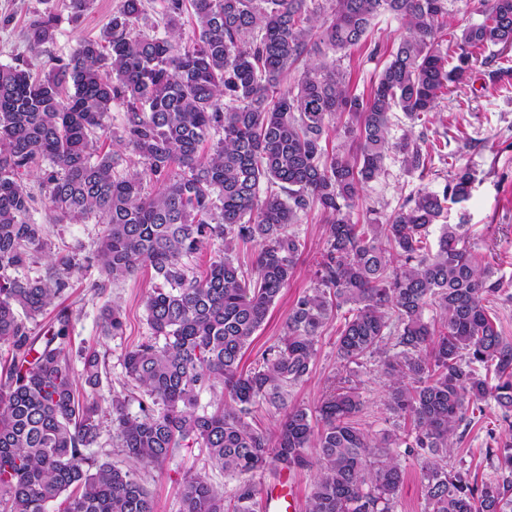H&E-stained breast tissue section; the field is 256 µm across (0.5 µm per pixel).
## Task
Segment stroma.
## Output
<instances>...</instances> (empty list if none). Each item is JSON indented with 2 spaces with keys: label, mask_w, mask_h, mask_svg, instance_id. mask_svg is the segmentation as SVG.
Wrapping results in <instances>:
<instances>
[{
  "label": "stroma",
  "mask_w": 512,
  "mask_h": 512,
  "mask_svg": "<svg viewBox=\"0 0 512 512\" xmlns=\"http://www.w3.org/2000/svg\"><path fill=\"white\" fill-rule=\"evenodd\" d=\"M119 6L120 0H91L87 11L74 20L70 17L68 0H0V65H12L24 59L30 61L33 72L49 69L56 59L67 58L81 41L99 38ZM47 13L58 18L55 39L42 55L35 57L23 32L31 20ZM404 33L399 18L379 16L365 40L342 58L341 67L353 94L368 96ZM472 69L471 81L451 88L436 113L428 115L426 120L412 123L402 112H394L393 137L412 129L414 136L423 137L425 143L436 144L441 156L434 159L429 172L422 174L405 169L400 155L389 153L384 175L365 188L363 205L355 209L353 220L363 223L370 208L381 216H389L403 205L410 193L419 189L442 192L451 179V166H469L475 173L470 198L464 204L450 206L448 221L466 224L472 252L501 282L504 294L495 311L504 335L512 337V48L493 47L483 51ZM33 219L42 226L46 247L37 262L26 269V277L43 274L51 257L61 253L75 255L82 263L95 257L104 230L95 219L59 224L41 202L36 205ZM326 229L325 221L315 210L301 216L295 224L294 230L302 243L295 275L245 351L243 369L257 367L264 351L278 344L293 302L299 294L314 287L316 259L324 245ZM98 277L97 268H90L83 277L74 280L63 299L73 317L72 345L77 351L93 347L100 355L103 377L94 395L101 407L109 408L113 396L119 395L128 398L129 410L135 413L142 393L127 386L123 358L151 334L143 298L159 280L151 268L144 267L109 283L101 293L93 286ZM112 303L120 305L125 321L118 336L105 334L101 327V309ZM341 323L337 317L324 327L312 371L305 381L289 388V403L315 409L336 380L355 374L362 381L360 395L364 408L358 416L362 428L377 436L402 427V420L390 414L385 405L387 378L380 357L364 359L358 365H347L337 359L336 338ZM483 408V414L473 416L448 454L450 470H470L482 480L496 474V463L488 459L487 449L503 447L512 438V428L501 420L494 399H487ZM91 451L99 459L137 472L154 501L155 512H180L178 490L186 478L199 474L223 489L228 503L234 501L243 484L260 489L287 478L294 485L298 504L303 506L315 480L314 470L307 468L291 472L269 468L246 477L227 475L212 466L206 449L195 446L176 449L161 466L143 469L118 448L107 415L102 418L101 435ZM399 460L404 483L396 512H425L422 470L429 457L424 453H403Z\"/></svg>",
  "instance_id": "obj_1"
}]
</instances>
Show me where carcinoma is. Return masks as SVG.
I'll use <instances>...</instances> for the list:
<instances>
[{
    "instance_id": "cac0c4a2",
    "label": "carcinoma",
    "mask_w": 512,
    "mask_h": 512,
    "mask_svg": "<svg viewBox=\"0 0 512 512\" xmlns=\"http://www.w3.org/2000/svg\"><path fill=\"white\" fill-rule=\"evenodd\" d=\"M468 2L484 19L462 30L453 66L439 44L447 0H163L162 35L142 31L144 0H121L100 38L43 75L26 61L0 66V342L11 349L0 365V512H47L59 499L61 512H154L133 471L90 452L100 407L77 388L72 313L60 309L38 336L29 327L84 271L58 256L43 276H17L46 246L26 183L41 162L40 195L57 222L94 216L106 225L94 287L143 266L162 280L144 299L151 338L123 359L127 384L148 402L137 415L124 398L111 403L120 447L143 468L193 443L231 475L317 467L306 512H394L404 480L394 449L403 446L432 458L422 472L426 512H512V441L497 456L501 479L472 482L446 464L468 412L483 410L487 397L512 429V339L489 312L500 281L476 261L465 225H441L429 244L445 203L469 199L473 171L457 167L442 194L420 189L383 220L370 208L366 223L350 218L390 151L409 170L427 168L412 131L390 141L392 114L414 123L435 113L450 85L469 78L476 52L512 47V0ZM187 9L198 35L182 48ZM382 14L400 17L405 35L370 94L353 95L340 58ZM56 24L51 14L29 23L33 55L53 42ZM303 59L296 88H282ZM116 101L127 112L113 139L136 159L121 171L99 148ZM335 119L347 149H328ZM314 208L328 224L316 286L292 305L279 344L244 372L245 350L297 268L302 244L292 226ZM215 240L224 253L196 275L187 259ZM241 243L255 248L249 276L233 258ZM433 306L438 322L424 319ZM342 310L340 361L357 364L395 340L399 351L384 360L386 406L413 418V431L365 432L360 381L349 376L314 413L287 402ZM101 320L105 333L123 332L118 307L105 305ZM79 358L82 379L96 388L98 353ZM218 385L213 409L200 406V394ZM260 403L282 413L272 438L248 421ZM254 496L242 486L230 511L202 475L179 488L182 512H252Z\"/></svg>"
}]
</instances>
